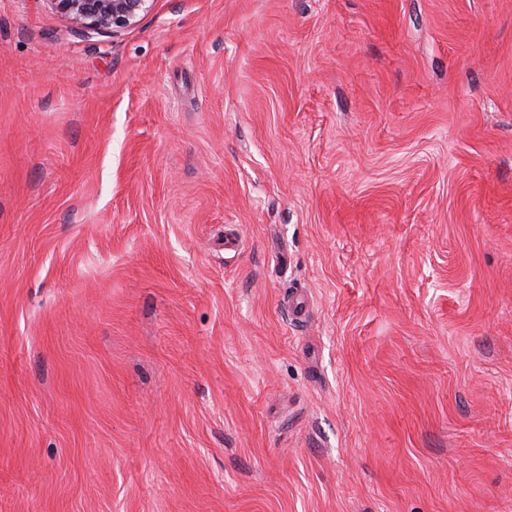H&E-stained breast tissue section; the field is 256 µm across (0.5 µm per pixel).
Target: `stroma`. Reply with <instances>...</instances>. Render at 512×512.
<instances>
[{"mask_svg": "<svg viewBox=\"0 0 512 512\" xmlns=\"http://www.w3.org/2000/svg\"><path fill=\"white\" fill-rule=\"evenodd\" d=\"M0 512H512V0H0ZM78 33L115 35L136 25L154 0H48Z\"/></svg>", "mask_w": 512, "mask_h": 512, "instance_id": "stroma-1", "label": "stroma"}]
</instances>
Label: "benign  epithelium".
I'll list each match as a JSON object with an SVG mask.
<instances>
[{"label": "benign epithelium", "instance_id": "1", "mask_svg": "<svg viewBox=\"0 0 512 512\" xmlns=\"http://www.w3.org/2000/svg\"><path fill=\"white\" fill-rule=\"evenodd\" d=\"M76 32L115 35L136 25L154 0H48Z\"/></svg>", "mask_w": 512, "mask_h": 512}]
</instances>
